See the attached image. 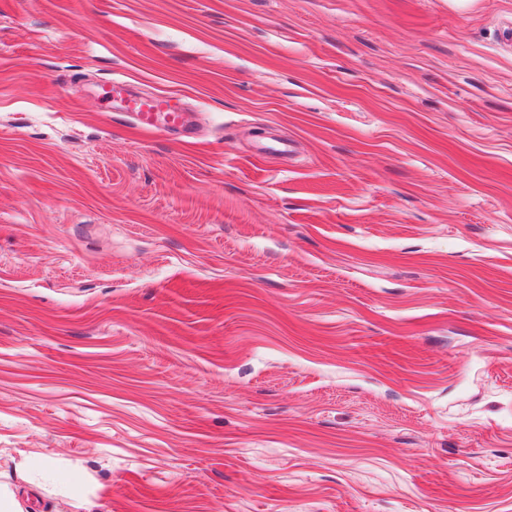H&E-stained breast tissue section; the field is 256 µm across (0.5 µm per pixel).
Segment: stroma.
Instances as JSON below:
<instances>
[{
  "label": "stroma",
  "mask_w": 512,
  "mask_h": 512,
  "mask_svg": "<svg viewBox=\"0 0 512 512\" xmlns=\"http://www.w3.org/2000/svg\"><path fill=\"white\" fill-rule=\"evenodd\" d=\"M25 457L95 512H512V0H0ZM136 116L137 122L145 130L165 131L182 123V113L169 106V99L154 96L149 99H132L124 108Z\"/></svg>",
  "instance_id": "1"
}]
</instances>
